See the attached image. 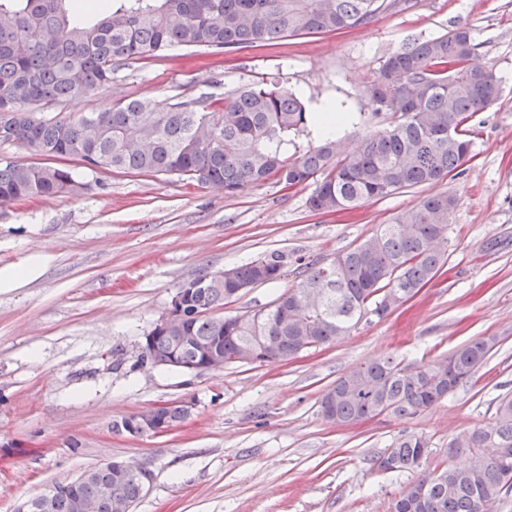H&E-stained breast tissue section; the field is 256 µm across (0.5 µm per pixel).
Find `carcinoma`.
I'll return each mask as SVG.
<instances>
[{
  "label": "carcinoma",
  "instance_id": "carcinoma-1",
  "mask_svg": "<svg viewBox=\"0 0 512 512\" xmlns=\"http://www.w3.org/2000/svg\"><path fill=\"white\" fill-rule=\"evenodd\" d=\"M396 0H112L86 11L80 0H0V143L77 159L89 169L175 175L233 195L276 177L288 187L314 183L315 212L353 210L398 191L443 181L472 158V117L496 103L500 81L472 63L477 44L467 28L415 40L393 51L367 88L373 115L389 124L345 151L318 127L301 96L273 83L244 87L230 98L200 96L164 110L127 98L98 112L47 118L49 105L77 104L112 85L127 63L174 47H267L300 35L335 34L392 8ZM81 185L66 167L0 161V203L70 194ZM456 198L425 196L361 244L315 265L297 287L247 317L213 312L256 281L274 283L300 257L276 252L209 274L188 288L184 355L216 345L224 362L262 343L264 363H285L302 349L330 345L362 320L381 319L430 283L446 262L444 243ZM497 344L479 336L431 364L403 365L391 356L366 362L339 379L330 421L353 425L381 415L413 418L470 382ZM429 454L421 434L395 438L379 466L393 473L420 468ZM459 466L421 474L390 504V512H493L512 489V395L498 401L494 422L448 443ZM114 482L105 465L76 488L62 487L52 512H77V498L98 502ZM123 496L139 503L141 475L126 472Z\"/></svg>",
  "mask_w": 512,
  "mask_h": 512
}]
</instances>
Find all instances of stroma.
Listing matches in <instances>:
<instances>
[{
	"label": "stroma",
	"instance_id": "35a3bbf8",
	"mask_svg": "<svg viewBox=\"0 0 512 512\" xmlns=\"http://www.w3.org/2000/svg\"><path fill=\"white\" fill-rule=\"evenodd\" d=\"M466 26L474 61L501 81L500 99L474 115V157L456 177L405 189L356 210L310 211V187L276 180L226 195L174 176L83 168L76 195L0 207V512L112 459L155 477L136 512H389L413 479L377 466L405 431L430 441L422 464L447 465L448 443L492 423L512 394V0H398L337 34L273 47L212 52L178 48L118 68L111 86L48 115L95 112L120 98L158 107L209 92L278 83L318 112L338 105L346 144L382 129L367 87L407 42ZM457 204L448 260L438 276L384 319L361 322L331 345L285 364H228L200 375L141 369V343L185 280L273 252L328 261L427 195ZM29 266L12 282L9 270ZM306 275L288 265L277 282L245 289L223 315L271 304ZM476 336L496 348L472 383L404 420L328 422L323 392L352 368L386 356L424 365ZM191 403L167 434L116 432L154 405Z\"/></svg>",
	"mask_w": 512,
	"mask_h": 512
}]
</instances>
